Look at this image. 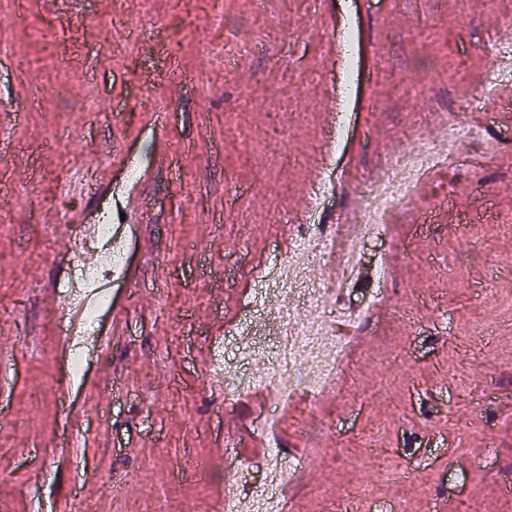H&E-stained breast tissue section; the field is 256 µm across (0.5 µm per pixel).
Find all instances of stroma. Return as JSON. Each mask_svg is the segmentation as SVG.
I'll use <instances>...</instances> for the list:
<instances>
[{
    "mask_svg": "<svg viewBox=\"0 0 512 512\" xmlns=\"http://www.w3.org/2000/svg\"><path fill=\"white\" fill-rule=\"evenodd\" d=\"M0 0V512H205L224 495V430L252 416L208 386L205 351L235 330L256 270L327 162L353 208L359 180L429 139L477 94L512 0ZM356 41L350 136L328 152L340 89L332 15ZM184 79L168 83L173 69ZM44 86L38 100L30 87ZM287 114V139L272 120ZM477 139L419 186L365 257L381 313L340 396L288 413L283 449L314 447L294 512L366 496L406 512H512V108L485 101ZM489 162H482L486 150ZM149 170L129 186L126 164ZM135 189L130 257L72 380L53 329L75 227L69 172ZM492 332L483 340L482 325ZM205 460L191 472L188 455Z\"/></svg>",
    "mask_w": 512,
    "mask_h": 512,
    "instance_id": "35a3bbf8",
    "label": "stroma"
}]
</instances>
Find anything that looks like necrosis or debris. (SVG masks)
<instances>
[{
  "label": "necrosis or debris",
  "mask_w": 512,
  "mask_h": 512,
  "mask_svg": "<svg viewBox=\"0 0 512 512\" xmlns=\"http://www.w3.org/2000/svg\"><path fill=\"white\" fill-rule=\"evenodd\" d=\"M484 96L466 99L449 113L447 132L427 142L419 150H402L385 156L375 176L358 190V202L346 223L314 224L301 222L291 227L287 254L279 263L266 267L256 280L258 288L280 296L282 307L272 319L245 318L240 333L228 338L231 359L221 366L224 386L243 398L255 389L266 395L267 412L260 427L275 435L285 412L303 405L315 410L318 401L333 383L350 376L351 342L336 328L346 320L348 329H357L369 317L372 307L356 308L344 315L341 303L358 288L363 279L362 258L367 246L384 239L393 210L410 201L418 185L430 172L458 159L467 131L468 113L480 111ZM79 248L104 247L107 262L101 267L76 264L70 286L94 289V302L84 309L83 324H95L100 310L110 303V291L103 281L112 279L126 263V244L111 214H101L94 232L78 236ZM322 261V277H310L304 258ZM267 359L263 374L248 368L250 356ZM310 457L300 453L283 457L277 445H270L258 463L261 482L247 506H240L232 494L224 496V512H288L290 501L283 493L287 481L308 465Z\"/></svg>",
  "instance_id": "4bbe7bcc"
}]
</instances>
